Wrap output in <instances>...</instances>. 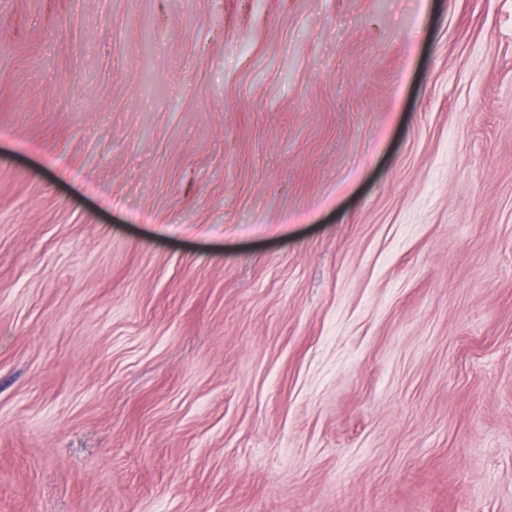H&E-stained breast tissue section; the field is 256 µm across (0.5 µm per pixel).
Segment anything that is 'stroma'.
<instances>
[{"mask_svg": "<svg viewBox=\"0 0 512 512\" xmlns=\"http://www.w3.org/2000/svg\"><path fill=\"white\" fill-rule=\"evenodd\" d=\"M0 512H512V0H0Z\"/></svg>", "mask_w": 512, "mask_h": 512, "instance_id": "1", "label": "stroma"}]
</instances>
